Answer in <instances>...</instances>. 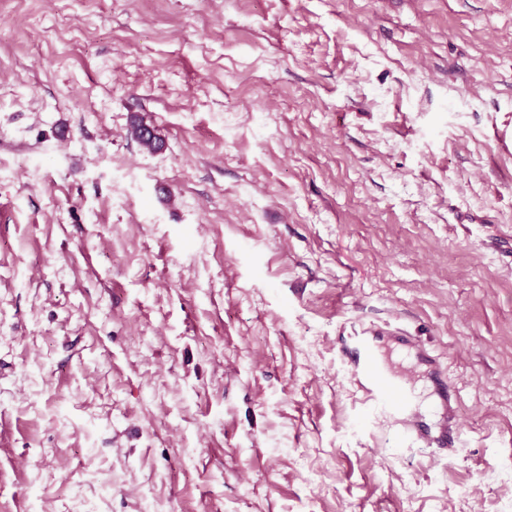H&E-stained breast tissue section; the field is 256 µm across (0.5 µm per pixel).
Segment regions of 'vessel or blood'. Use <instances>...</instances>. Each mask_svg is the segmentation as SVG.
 <instances>
[{
    "mask_svg": "<svg viewBox=\"0 0 512 512\" xmlns=\"http://www.w3.org/2000/svg\"><path fill=\"white\" fill-rule=\"evenodd\" d=\"M337 353L351 381L362 393L359 415L362 419L382 418L396 442L407 446L425 445L448 453L463 438V423L457 393L448 387V378L437 358L423 349L415 337L402 329L370 325L338 340ZM397 350L410 357L416 366L431 369L434 393L438 398L436 426L420 419L412 403V377L395 370L382 359L383 352Z\"/></svg>",
    "mask_w": 512,
    "mask_h": 512,
    "instance_id": "1",
    "label": "vessel or blood"
}]
</instances>
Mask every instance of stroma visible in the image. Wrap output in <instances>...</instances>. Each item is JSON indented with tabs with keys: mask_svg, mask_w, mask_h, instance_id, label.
<instances>
[{
	"mask_svg": "<svg viewBox=\"0 0 512 512\" xmlns=\"http://www.w3.org/2000/svg\"><path fill=\"white\" fill-rule=\"evenodd\" d=\"M358 320L447 368L449 460L360 422ZM503 466L512 0H0V512H506Z\"/></svg>",
	"mask_w": 512,
	"mask_h": 512,
	"instance_id": "stroma-1",
	"label": "stroma"
}]
</instances>
